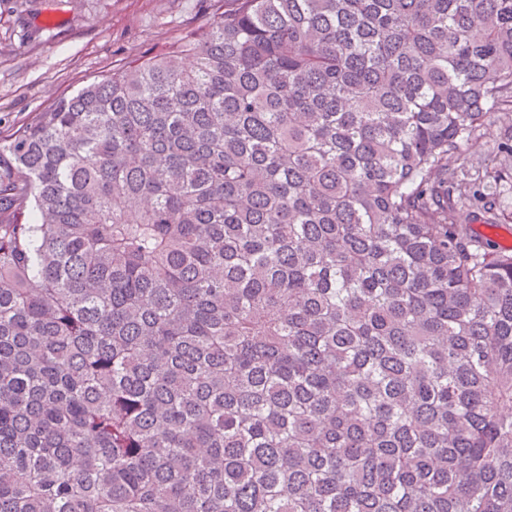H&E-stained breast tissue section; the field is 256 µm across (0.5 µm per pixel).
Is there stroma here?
Returning a JSON list of instances; mask_svg holds the SVG:
<instances>
[{"instance_id":"1","label":"stroma","mask_w":512,"mask_h":512,"mask_svg":"<svg viewBox=\"0 0 512 512\" xmlns=\"http://www.w3.org/2000/svg\"><path fill=\"white\" fill-rule=\"evenodd\" d=\"M212 20L208 0H0V137Z\"/></svg>"}]
</instances>
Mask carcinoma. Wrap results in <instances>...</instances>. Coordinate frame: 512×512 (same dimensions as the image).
<instances>
[{
  "label": "carcinoma",
  "mask_w": 512,
  "mask_h": 512,
  "mask_svg": "<svg viewBox=\"0 0 512 512\" xmlns=\"http://www.w3.org/2000/svg\"><path fill=\"white\" fill-rule=\"evenodd\" d=\"M210 7L0 140V512H512V0ZM467 221L468 224H471V229L475 234L489 239L496 248L512 249V223L489 226L483 213L479 211L467 216Z\"/></svg>",
  "instance_id": "cac0c4a2"
}]
</instances>
